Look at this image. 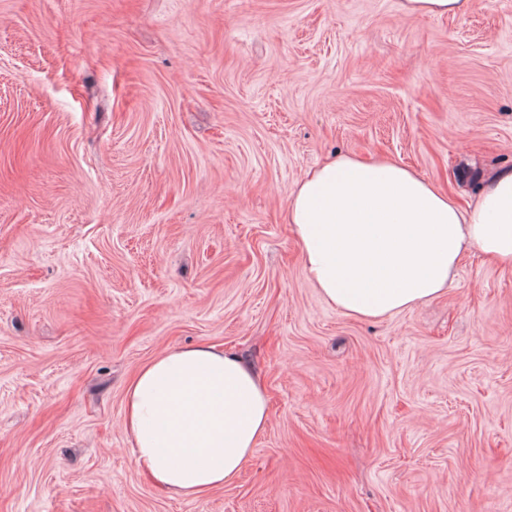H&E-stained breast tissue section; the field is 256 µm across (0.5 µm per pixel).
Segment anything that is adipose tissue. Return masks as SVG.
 I'll return each instance as SVG.
<instances>
[{"instance_id": "1", "label": "adipose tissue", "mask_w": 512, "mask_h": 512, "mask_svg": "<svg viewBox=\"0 0 512 512\" xmlns=\"http://www.w3.org/2000/svg\"><path fill=\"white\" fill-rule=\"evenodd\" d=\"M286 221L324 301L382 319L444 294L466 252L512 268V167L464 209L396 161L342 156L297 182ZM268 421L254 368L206 343L154 357L125 394L136 466L184 498L234 482Z\"/></svg>"}]
</instances>
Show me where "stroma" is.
Masks as SVG:
<instances>
[{
	"label": "stroma",
	"instance_id": "obj_1",
	"mask_svg": "<svg viewBox=\"0 0 512 512\" xmlns=\"http://www.w3.org/2000/svg\"><path fill=\"white\" fill-rule=\"evenodd\" d=\"M338 154L472 204L512 166V0H0V512H512V269L378 321L284 214ZM199 342L266 434L230 485L156 487L126 386ZM474 0H401L402 9L411 14L434 16H462L467 14Z\"/></svg>",
	"mask_w": 512,
	"mask_h": 512
}]
</instances>
